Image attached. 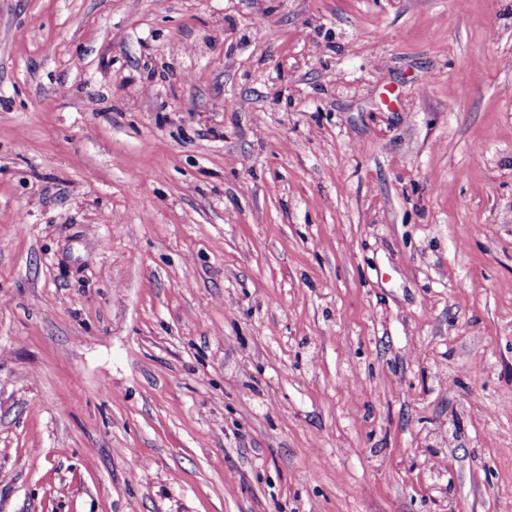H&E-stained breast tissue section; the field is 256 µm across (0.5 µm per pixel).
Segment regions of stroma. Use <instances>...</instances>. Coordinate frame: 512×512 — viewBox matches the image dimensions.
Segmentation results:
<instances>
[{"mask_svg":"<svg viewBox=\"0 0 512 512\" xmlns=\"http://www.w3.org/2000/svg\"><path fill=\"white\" fill-rule=\"evenodd\" d=\"M0 512H512V0H0Z\"/></svg>","mask_w":512,"mask_h":512,"instance_id":"stroma-1","label":"stroma"}]
</instances>
